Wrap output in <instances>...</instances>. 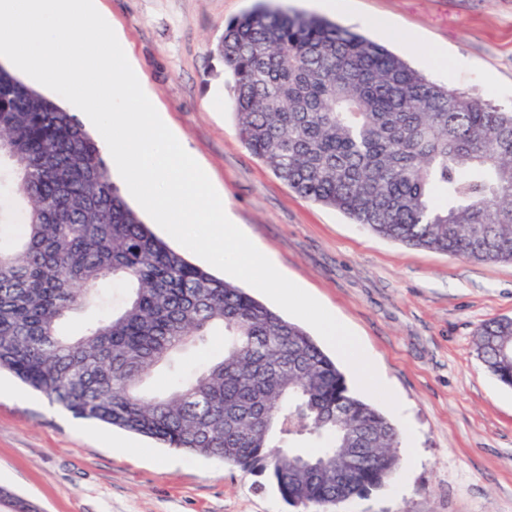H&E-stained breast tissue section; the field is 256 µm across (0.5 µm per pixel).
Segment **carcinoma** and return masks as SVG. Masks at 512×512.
Returning <instances> with one entry per match:
<instances>
[{"instance_id":"obj_1","label":"carcinoma","mask_w":512,"mask_h":512,"mask_svg":"<svg viewBox=\"0 0 512 512\" xmlns=\"http://www.w3.org/2000/svg\"><path fill=\"white\" fill-rule=\"evenodd\" d=\"M214 51L242 143L300 197L392 241L512 260V109L267 0L225 23ZM6 183L26 207L19 233L0 225V368L77 418L268 477L291 504L325 507L396 473V428L312 337L158 238L77 119L0 65ZM111 281L127 289L117 306L101 293ZM87 305L98 317L62 336ZM216 329L220 357L169 392L141 390ZM474 344L512 386V317Z\"/></svg>"}]
</instances>
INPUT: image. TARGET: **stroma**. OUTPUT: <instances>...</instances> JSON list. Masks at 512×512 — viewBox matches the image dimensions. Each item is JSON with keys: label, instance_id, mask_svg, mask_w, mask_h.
<instances>
[{"label": "stroma", "instance_id": "obj_1", "mask_svg": "<svg viewBox=\"0 0 512 512\" xmlns=\"http://www.w3.org/2000/svg\"><path fill=\"white\" fill-rule=\"evenodd\" d=\"M157 109L224 192L234 220L284 275L359 336L400 402L416 463L334 508L292 506L274 484L214 458L74 418L8 372L0 382V488L40 512H512V386L473 335L512 317V263L406 246L301 198L243 145L224 61L225 21L252 0H100ZM331 20L384 40L425 76L512 105V0H349ZM383 19L391 36L374 26Z\"/></svg>", "mask_w": 512, "mask_h": 512}]
</instances>
